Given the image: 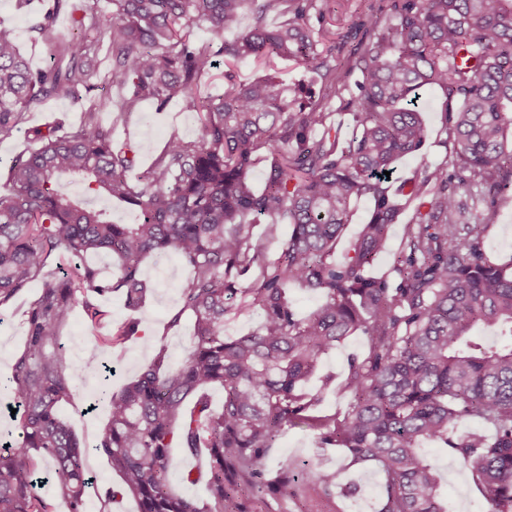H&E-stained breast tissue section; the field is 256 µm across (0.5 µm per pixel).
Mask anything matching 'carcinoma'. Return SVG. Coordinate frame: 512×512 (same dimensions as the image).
<instances>
[{"mask_svg": "<svg viewBox=\"0 0 512 512\" xmlns=\"http://www.w3.org/2000/svg\"><path fill=\"white\" fill-rule=\"evenodd\" d=\"M110 2L102 18L85 0H45L32 26L52 50L40 71L21 54L15 29L0 26V135L51 96L85 106L77 128L33 131L35 147L12 160L9 193L0 195V304L41 282L6 380L20 432L0 446V512H51L34 492L43 470L57 477L71 512H83L87 449L59 413L72 378L55 349L58 330L85 291H118L128 309L141 308L150 292L141 262L168 252L190 271L169 325L191 314L193 345L174 369L160 347L125 388L106 394L109 423L95 444L139 512H239L234 499L243 484L257 494L287 489L286 466L272 482L260 476L275 439L295 427L318 432L325 448L344 449L353 465L379 468L378 512H448L437 467L423 454L429 443L449 448L470 471L490 512H512V264L487 259L483 227L467 222L457 198L459 188L472 200L512 192V0H390L351 33L360 39L343 62L336 33L313 25L332 13L328 0ZM66 4L76 33L63 41L53 18ZM246 12L252 23L243 28ZM102 24L105 49L91 37ZM195 27L209 37L195 39ZM102 51L127 90L116 106L91 83L89 61ZM217 57L230 68L212 96L201 83ZM249 60L300 62L317 72L320 93L271 74L242 82L233 65ZM351 72L361 76L346 101L357 129L342 143L328 105L347 91L336 83ZM431 87L445 95L461 176L453 186L448 168L428 166L403 181L407 200L429 210L407 226L391 288L368 276L402 209L384 172L395 173L398 159L423 146L421 97ZM175 97L198 114V137L171 136L130 181L135 151L113 141L98 113L116 112V125L145 103L161 108ZM262 153L270 163L257 189L251 175ZM65 175L90 194L135 207L140 222L114 224L72 198L60 184ZM361 199L373 202L371 217L338 264L336 244ZM263 218L270 236L290 227L274 257L267 238L251 230ZM90 254L115 259L117 278L87 264L74 278L45 276L54 259ZM253 273L250 287H235ZM290 285L321 292L323 304L299 317ZM252 310L262 311L258 329L226 338L229 316ZM480 326L497 329L500 344L474 336ZM359 328L368 353L350 360L348 411L311 414L317 397L305 383ZM213 384L224 387L219 411L206 394ZM464 419L494 434L458 437ZM175 445L208 450L203 505L169 487Z\"/></svg>", "mask_w": 512, "mask_h": 512, "instance_id": "1", "label": "carcinoma"}]
</instances>
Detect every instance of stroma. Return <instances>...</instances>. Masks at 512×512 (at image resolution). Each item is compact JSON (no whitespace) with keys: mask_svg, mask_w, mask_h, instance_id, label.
<instances>
[{"mask_svg":"<svg viewBox=\"0 0 512 512\" xmlns=\"http://www.w3.org/2000/svg\"><path fill=\"white\" fill-rule=\"evenodd\" d=\"M42 8V0H31L28 13L15 8V0H0V24L14 27L19 43L32 67L45 66L49 61L46 46L36 41L30 30L32 17ZM445 97L440 89L422 94L421 118L427 128V139L416 154L401 158L397 175L406 179L427 166H446L452 158V143L445 128ZM79 104L67 98L46 100L37 110L26 113L22 122L6 136H0V194L8 188V167L13 157L29 150L32 132L48 123H62L71 128L81 121ZM104 125L112 126L115 142L132 143L136 164L130 178H137L150 167L164 142L171 135L192 140L199 134L196 113L187 110L182 100H171L163 109L143 105L127 115L124 123L113 125L111 113L101 115ZM470 222L485 224L482 248L486 257L498 264L512 262V195H494L471 209ZM142 274L153 287L144 306L132 311L125 307L120 294L100 296L85 294L84 304L76 305L69 322L60 328L57 345L67 368L72 372L73 396L62 404L60 412L70 423L81 443L89 447L88 471L92 483L87 490L85 512H138L136 502L118 496L120 478L105 456L93 447L108 420V411L96 401L97 392L119 389L132 380L139 367L149 362L159 346H166L168 364L180 366L192 346L193 319L183 315L177 327L168 321L180 314V289L189 272L174 255L151 256L142 263ZM31 286L6 304L0 305V443L16 438L17 423L11 415L15 393L3 387L2 381L11 376L28 335L26 312L38 293ZM93 303L101 311L99 322H91L84 311L85 303ZM131 326L122 347L101 352L90 358L91 347L103 337ZM368 350L367 336L356 332L336 349L324 355L316 375L309 381L310 392H322L317 410L323 415H343L350 397L341 386L348 374L351 359L363 357ZM332 377L330 387H323L325 377ZM428 452L442 476V489L450 512H488V506L474 484L471 474L449 451L429 446ZM290 466L288 490L284 493H242L238 502L243 512H376L382 475L375 466L362 469L347 467L340 449L321 448L315 431L291 428L280 436L266 461L268 474L282 466ZM331 470L337 474L338 491L326 493L315 476L316 470Z\"/></svg>","mask_w":512,"mask_h":512,"instance_id":"1","label":"stroma"}]
</instances>
